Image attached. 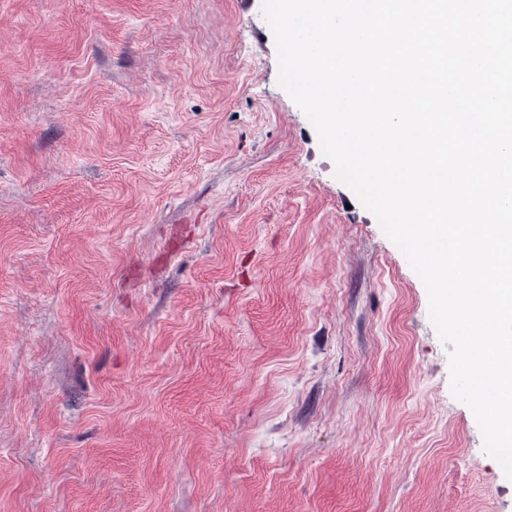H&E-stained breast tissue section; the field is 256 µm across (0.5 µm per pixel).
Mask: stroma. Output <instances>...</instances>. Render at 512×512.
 <instances>
[{
  "label": "stroma",
  "mask_w": 512,
  "mask_h": 512,
  "mask_svg": "<svg viewBox=\"0 0 512 512\" xmlns=\"http://www.w3.org/2000/svg\"><path fill=\"white\" fill-rule=\"evenodd\" d=\"M0 512H512L264 0H0Z\"/></svg>",
  "instance_id": "1"
}]
</instances>
